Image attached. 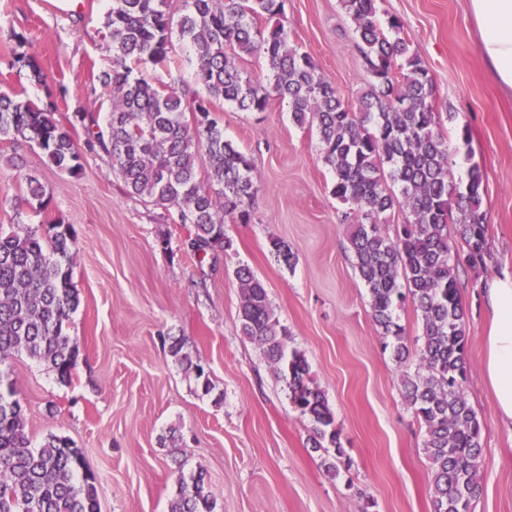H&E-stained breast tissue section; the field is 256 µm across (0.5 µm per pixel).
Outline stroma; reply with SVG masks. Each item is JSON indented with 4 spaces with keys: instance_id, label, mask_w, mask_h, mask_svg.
Returning a JSON list of instances; mask_svg holds the SVG:
<instances>
[{
    "instance_id": "stroma-1",
    "label": "stroma",
    "mask_w": 512,
    "mask_h": 512,
    "mask_svg": "<svg viewBox=\"0 0 512 512\" xmlns=\"http://www.w3.org/2000/svg\"><path fill=\"white\" fill-rule=\"evenodd\" d=\"M430 70L448 130L452 170L485 175L494 261L460 265L470 371L468 404L483 424L482 492L472 512H512V429L498 419L483 377L489 326L483 290L512 271V94L476 50L466 0H380ZM110 0H0V92L51 104L60 121L98 105L96 79L112 66L104 27ZM291 43L311 55L342 100L358 105L370 76L340 0H284ZM224 136L255 161L250 221L226 223L232 247L188 252L187 227L131 196L106 157L83 152L79 176L47 167L32 144L0 139V225L59 219L79 241L73 280L80 305L69 334L79 348L69 383L16 357L5 369L32 444L48 434L81 448L98 478L100 512H169L179 476L206 475L219 512H433L424 431L400 385L403 368L382 348L369 296L349 250V207L332 193L315 131L294 125L287 103L242 112L217 103ZM467 128L468 139L456 136ZM20 155L51 202L17 210L24 183L4 158ZM280 242L293 256L273 251ZM246 265L263 282L288 347L302 352L325 391L344 456L309 441L285 383L239 329ZM180 336L209 374L202 393L168 352ZM336 473H328L327 463Z\"/></svg>"
}]
</instances>
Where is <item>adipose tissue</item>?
I'll return each instance as SVG.
<instances>
[{"mask_svg": "<svg viewBox=\"0 0 512 512\" xmlns=\"http://www.w3.org/2000/svg\"><path fill=\"white\" fill-rule=\"evenodd\" d=\"M478 30L477 50L499 85L512 91V0H467ZM491 324L484 338V374L500 421L512 427V273L489 282L485 290Z\"/></svg>", "mask_w": 512, "mask_h": 512, "instance_id": "1", "label": "adipose tissue"}]
</instances>
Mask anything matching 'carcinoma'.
<instances>
[{
    "instance_id": "obj_1",
    "label": "carcinoma",
    "mask_w": 512,
    "mask_h": 512,
    "mask_svg": "<svg viewBox=\"0 0 512 512\" xmlns=\"http://www.w3.org/2000/svg\"><path fill=\"white\" fill-rule=\"evenodd\" d=\"M112 0L106 38L112 69L97 75L109 101L77 114L85 147L110 158L129 194L188 225L196 254L227 250L226 219L246 224L258 191L254 160L224 138L215 104L265 112L274 99L288 101L291 119L316 128L322 160L333 173V195L350 206L354 267L367 288L382 345L404 374L405 398L424 427L432 473L434 512H471L482 490L483 425L464 395L469 336L459 294L460 261L485 269L494 253L488 238L481 167H470L459 187L435 107L429 69L404 35L396 16L379 24L378 0H341L355 24L357 48L371 77L358 110L346 105L312 57L290 44L283 0ZM189 48L191 76L157 85L140 65L171 71L173 39ZM265 62L261 82L238 64L244 55ZM0 138L36 144L45 165L78 175L81 152L54 109L0 92ZM24 202L35 214L50 200L36 178L22 176ZM402 221L386 231L382 217ZM454 232H448V225ZM78 239L54 220L41 229L0 228V365L16 356L47 366L62 383L72 379L79 350L68 327L80 305L73 281ZM242 298V335L259 345L289 399L308 419L315 449L344 454L325 392L312 384L310 366L287 352L288 329L267 290L249 267L235 270ZM420 313V344L409 349L397 309ZM180 337L169 352L208 394L209 374L184 351ZM202 473L180 479L169 512H215ZM0 512H100L97 477L70 439L50 434L37 448L26 433L24 407L14 391L0 392Z\"/></svg>"
}]
</instances>
